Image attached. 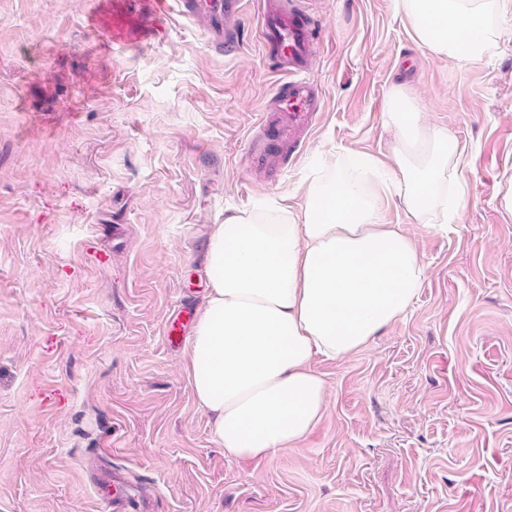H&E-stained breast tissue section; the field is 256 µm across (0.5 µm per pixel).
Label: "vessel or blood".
<instances>
[{"mask_svg":"<svg viewBox=\"0 0 512 512\" xmlns=\"http://www.w3.org/2000/svg\"><path fill=\"white\" fill-rule=\"evenodd\" d=\"M176 4L181 16L208 18L210 47L221 52L234 49L232 31L244 15L246 0H176ZM262 15L260 44L282 80L277 97L265 105L259 119V127L273 147L254 155L253 162L273 175L282 166L284 152L297 148L302 137L313 130L323 108L317 85L309 77L321 30L305 0H263ZM108 480L121 489L108 501L112 512H128L133 501L129 482L118 472Z\"/></svg>","mask_w":512,"mask_h":512,"instance_id":"obj_1","label":"vessel or blood"}]
</instances>
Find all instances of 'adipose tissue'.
I'll list each match as a JSON object with an SVG mask.
<instances>
[{"label":"adipose tissue","instance_id":"1","mask_svg":"<svg viewBox=\"0 0 512 512\" xmlns=\"http://www.w3.org/2000/svg\"><path fill=\"white\" fill-rule=\"evenodd\" d=\"M511 3L395 0V9L429 53L468 65L497 48ZM385 124L389 160L333 154L307 177L299 207L258 202L211 229L184 371L226 457L301 445L329 397L314 361L365 349L415 301L427 269L402 225L386 223L385 205L444 230L470 201L462 149L414 96L393 88Z\"/></svg>","mask_w":512,"mask_h":512}]
</instances>
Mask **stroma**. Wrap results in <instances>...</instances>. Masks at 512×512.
<instances>
[{"label": "stroma", "mask_w": 512, "mask_h": 512, "mask_svg": "<svg viewBox=\"0 0 512 512\" xmlns=\"http://www.w3.org/2000/svg\"><path fill=\"white\" fill-rule=\"evenodd\" d=\"M260 2L224 55L154 0H0V512H106L109 469L150 512H512V12L462 66L394 0H312L324 109L272 179L249 159L280 82ZM397 85L463 148L470 203L444 232L388 205L427 268L407 315L316 361L329 400L299 447L225 457L168 319L197 313L224 212L387 155Z\"/></svg>", "instance_id": "obj_1"}]
</instances>
